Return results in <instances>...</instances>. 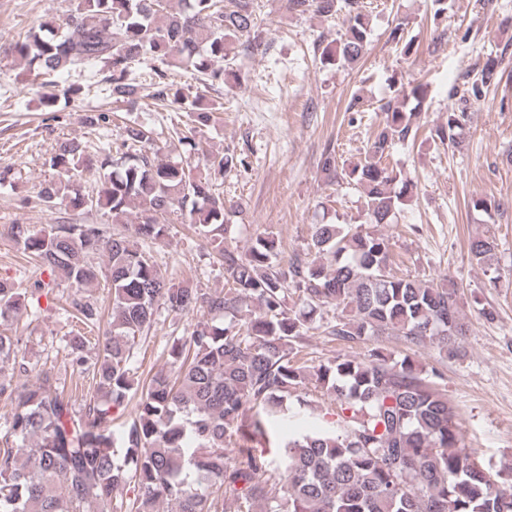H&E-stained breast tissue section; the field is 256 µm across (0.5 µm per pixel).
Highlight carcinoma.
I'll return each mask as SVG.
<instances>
[{
  "mask_svg": "<svg viewBox=\"0 0 512 512\" xmlns=\"http://www.w3.org/2000/svg\"><path fill=\"white\" fill-rule=\"evenodd\" d=\"M290 5L302 13L313 7L324 17L347 10L345 33L323 50L322 61L349 64L365 54L369 19L357 0ZM254 27V0H233L230 9L224 0H77L63 24L43 20L39 32L13 41L10 51L39 75L96 77L64 88L72 101L93 91L131 112L146 82L156 105L187 113L192 133L223 111L206 90L224 84V62L237 48L259 46ZM148 57L162 68L137 72ZM181 71L202 75L203 89L186 96L169 80ZM497 75L498 60L487 59L463 93L479 99ZM426 95V84L417 82L380 107L384 119L364 161L341 165L335 152H324L321 178L329 186H355L368 223L312 225L306 253L286 268L269 233L244 252L232 246L224 192L213 176L244 159L211 151L192 169L163 161L155 149L158 133L137 123L116 141L98 140L93 153L82 141L57 142L50 163L65 179L45 182L36 204L94 211L105 223L74 224L61 216L44 233L13 224L11 236L53 276L38 282L39 289L51 290L58 280L78 289L105 281L110 330L91 369L87 336L67 340L73 366L91 373L79 410L47 373L33 383L6 377V367L26 373L28 365L15 340L0 335V397L13 404L0 437V512H108L110 506L160 512L164 504L167 512H512V466L493 472L467 451L438 368L396 359L381 347L317 367L297 360L296 344L328 307L348 311L327 324L333 340L353 346L393 336L406 345L432 344L450 359L461 355L467 324L454 283L391 273L392 243L380 230L416 189L383 158L395 143L415 138L417 113L406 105ZM465 117L448 112L435 136L457 144ZM110 123L105 111L85 116L97 133ZM91 171L103 172L97 188H74ZM175 210L213 246L224 288L175 284L151 260L150 246L165 239L166 216ZM111 224L126 232H111ZM497 248L489 235L468 246L480 266ZM293 295L299 305L291 307ZM24 299L15 282L0 279V320L16 314ZM69 307L83 326L101 327L95 302L74 297ZM160 308L203 309L213 319L174 340L168 369L142 383L132 368L134 344ZM309 381L334 401L336 419L298 437H275L285 402ZM132 392L140 393L135 418L115 432L112 409ZM131 481L137 495L118 498Z\"/></svg>",
  "mask_w": 512,
  "mask_h": 512,
  "instance_id": "1",
  "label": "carcinoma"
}]
</instances>
